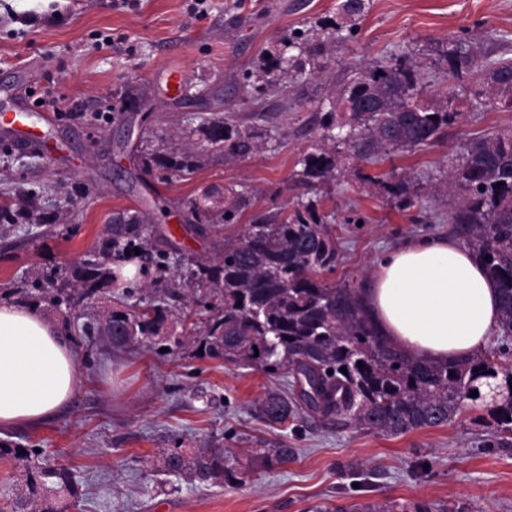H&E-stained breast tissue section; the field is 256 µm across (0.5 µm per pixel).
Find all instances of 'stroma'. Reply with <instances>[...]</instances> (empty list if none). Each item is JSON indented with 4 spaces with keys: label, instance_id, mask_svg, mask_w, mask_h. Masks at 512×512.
I'll return each mask as SVG.
<instances>
[{
    "label": "stroma",
    "instance_id": "obj_1",
    "mask_svg": "<svg viewBox=\"0 0 512 512\" xmlns=\"http://www.w3.org/2000/svg\"><path fill=\"white\" fill-rule=\"evenodd\" d=\"M338 0H0V79L38 61L18 96L51 106L53 150L0 147V206L31 198L50 225L0 227V300L25 303L42 272L71 268L121 212H141L178 270L185 254H211L218 238L186 224L183 202L211 185L256 190L251 213L278 208L301 191L296 163L319 133L317 111L352 68L405 50L429 58L453 39L484 32L492 57L512 58V0H370L350 40L337 44L329 77L295 84L290 98L271 95L270 112L241 103L246 72L284 35L312 36ZM178 63L180 92L165 71ZM65 98L62 110L53 101ZM287 103V111L276 106ZM264 126L268 150L235 164L218 158L194 174L160 181L138 157L178 148L183 131L214 114ZM512 129V110L468 113L443 144L393 157L367 173L390 169L423 185L422 205L400 212L382 191L355 177L339 179L321 208L336 218L338 279L362 288L392 249L419 236L448 235L442 185L466 138ZM363 225H355V218ZM47 309L62 333L76 338L77 389L60 414L0 433V443L39 448L79 479L83 501L69 512H307L325 500L342 504L384 497L440 501L456 512H512V444L495 424L480 422L481 402L448 424L398 437L344 420L306 414L285 427L255 415L264 393L285 376L191 354L158 355L138 347L90 343L80 325L110 299ZM284 441L294 461L257 468L243 483L179 485L153 461L160 449L210 443L239 448ZM361 464L362 473L342 476Z\"/></svg>",
    "mask_w": 512,
    "mask_h": 512
}]
</instances>
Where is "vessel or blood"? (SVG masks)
<instances>
[{
  "instance_id": "obj_1",
  "label": "vessel or blood",
  "mask_w": 512,
  "mask_h": 512,
  "mask_svg": "<svg viewBox=\"0 0 512 512\" xmlns=\"http://www.w3.org/2000/svg\"><path fill=\"white\" fill-rule=\"evenodd\" d=\"M29 69L16 70L10 80L0 83V138L13 145L46 147L44 136L38 132L33 111L15 104V85L26 82Z\"/></svg>"
}]
</instances>
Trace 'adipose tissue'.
<instances>
[{
    "label": "adipose tissue",
    "instance_id": "ef3b65f1",
    "mask_svg": "<svg viewBox=\"0 0 512 512\" xmlns=\"http://www.w3.org/2000/svg\"><path fill=\"white\" fill-rule=\"evenodd\" d=\"M363 302L392 344L438 362L486 350L500 317L494 281L449 237L414 238L390 251ZM75 386L68 337L38 307L0 300V431L52 417Z\"/></svg>",
    "mask_w": 512,
    "mask_h": 512
}]
</instances>
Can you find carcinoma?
Segmentation results:
<instances>
[{
  "instance_id": "obj_1",
  "label": "carcinoma",
  "mask_w": 512,
  "mask_h": 512,
  "mask_svg": "<svg viewBox=\"0 0 512 512\" xmlns=\"http://www.w3.org/2000/svg\"><path fill=\"white\" fill-rule=\"evenodd\" d=\"M368 9L369 0H339L334 15L316 22L318 36H283L280 48L262 59L255 81L245 75L244 103L262 112L265 96L280 89V79L328 76L336 41L352 35L355 21ZM484 41L482 36L453 41L439 59L448 77L467 78L481 87L472 98L461 99L452 89L424 94L422 59L403 52L356 70L336 87L329 108L321 113L322 134L297 161L298 185L330 187L352 160L374 165L399 152L437 145L478 105L512 110V59H491ZM490 69L500 72L495 87L486 78ZM197 132L209 152L226 164L242 162L269 144L266 130L228 115L210 118ZM204 161L203 152L191 143L159 147L141 157L149 172L180 174L195 172ZM357 176L379 186L400 210L421 197L410 178L394 169L380 175L359 171ZM444 191L457 197L448 211L452 232L500 288L501 340L492 351L436 364L389 344L366 313L361 289L330 278L338 262L335 225L319 211L318 201L302 194L274 211L253 215L242 234L224 238L222 252L185 259L157 296L133 306L122 301L99 312L103 336L116 348L144 344L172 354L201 347L205 355L238 367L287 374L290 391L269 390L257 404L259 416L272 426L307 411L400 436L447 424L466 402L476 401L471 392L480 390L479 381L501 375L504 384L497 386L496 397L485 400L484 409L499 432L512 434V366L491 364L492 358L505 355L512 338V130L466 139L458 163L446 175ZM252 198L233 185H212L188 199L186 208L194 223L222 235L224 226L239 223ZM1 220L10 225L47 223L25 200L13 209H0ZM146 222L144 216L127 214L123 221L105 225L94 250L73 267L72 279L50 303L69 307L74 292L95 300L118 280L114 260L137 250L158 270H167V253L145 235ZM9 454L22 462L20 483L25 485L11 498L10 512H67L77 494L75 473L28 448L23 454L18 448H0V456ZM293 457L294 449L282 445L253 448L243 465L229 448H166L159 469L190 485H233L243 482L255 465L271 468ZM308 512L454 510L439 502L377 499L332 508L318 505Z\"/></svg>"
}]
</instances>
